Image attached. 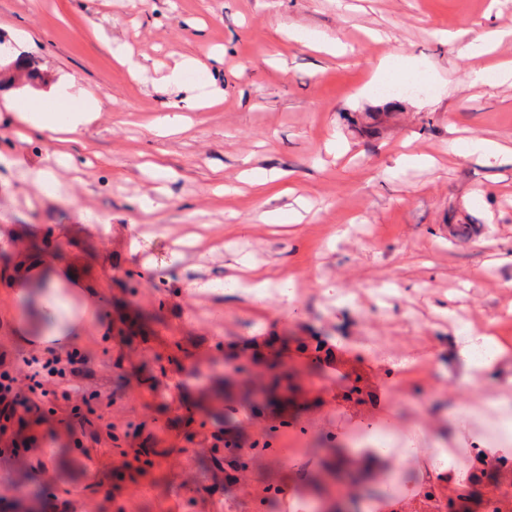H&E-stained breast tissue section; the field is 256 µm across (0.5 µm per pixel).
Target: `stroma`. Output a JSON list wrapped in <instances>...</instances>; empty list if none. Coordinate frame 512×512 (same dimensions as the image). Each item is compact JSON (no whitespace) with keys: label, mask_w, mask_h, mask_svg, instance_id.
Here are the masks:
<instances>
[{"label":"stroma","mask_w":512,"mask_h":512,"mask_svg":"<svg viewBox=\"0 0 512 512\" xmlns=\"http://www.w3.org/2000/svg\"><path fill=\"white\" fill-rule=\"evenodd\" d=\"M498 29L512 30V0H0V36L39 75L0 62V100L67 80L101 103L61 146L0 114V152L24 162L0 168V225L15 231L0 271L38 250L46 270L65 265L100 298L77 342L90 358L71 379L86 403L60 393L27 413L29 449L0 437V485L35 493L37 512H225L230 497L253 512L223 469L202 466L219 444L205 390L229 350L284 336L309 403L285 425L239 408L232 440L285 456L252 463L253 489L307 499L328 449L386 423L414 454L391 449L398 476L372 482L376 512L393 499L407 512H487L491 496L512 512V464L489 468L466 498L439 486L433 500L417 496L430 442L410 432L432 427L463 447L491 432L473 414L482 398L512 397V354L471 383L456 353L465 324L512 351V167L448 152L452 138L512 146V80L467 81L512 64V37L464 51ZM395 51L390 77L404 87L378 94L371 62ZM189 57L201 68L169 82ZM211 97L157 135L170 103ZM60 147L74 157L65 168ZM271 170L282 179L265 180ZM268 211L301 221L267 224ZM258 274L296 283L301 298L257 302L233 283ZM23 314L0 284V352L34 351L13 334ZM176 341L191 353L178 364ZM401 356L418 367L394 369ZM102 396L121 421L111 433L91 415ZM451 407L470 415L469 432L440 424ZM148 441L164 455L136 460Z\"/></svg>","instance_id":"stroma-1"}]
</instances>
